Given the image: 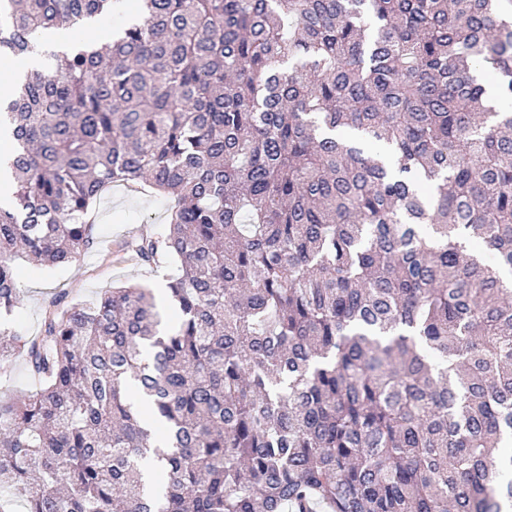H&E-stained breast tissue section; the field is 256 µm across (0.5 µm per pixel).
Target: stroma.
Returning a JSON list of instances; mask_svg holds the SVG:
<instances>
[{
    "instance_id": "1",
    "label": "stroma",
    "mask_w": 512,
    "mask_h": 512,
    "mask_svg": "<svg viewBox=\"0 0 512 512\" xmlns=\"http://www.w3.org/2000/svg\"><path fill=\"white\" fill-rule=\"evenodd\" d=\"M168 208L169 203L163 198L133 194L120 187L105 193L97 206L94 224L97 244L88 251L86 259L53 270L17 260L16 273L26 300L23 309L7 321V328L25 336L37 335L45 300L62 290L91 302L105 290L122 283L138 282L153 289L166 283L176 269L171 258H159L151 265L116 264L103 261L101 253L104 244L144 229L158 235L165 233Z\"/></svg>"
}]
</instances>
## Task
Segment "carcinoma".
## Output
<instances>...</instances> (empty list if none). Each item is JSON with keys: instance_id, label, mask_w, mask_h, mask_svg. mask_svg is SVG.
I'll list each match as a JSON object with an SVG mask.
<instances>
[{"instance_id": "1", "label": "carcinoma", "mask_w": 512, "mask_h": 512, "mask_svg": "<svg viewBox=\"0 0 512 512\" xmlns=\"http://www.w3.org/2000/svg\"><path fill=\"white\" fill-rule=\"evenodd\" d=\"M0 0L15 261L75 264L114 186L153 289L0 330V512H512V0ZM495 86L487 94L486 79ZM146 399L164 427H146ZM41 59L37 55H30L20 61L5 63L1 58L0 69L3 77L0 79V97L13 94L16 80L33 69L40 66ZM39 382L25 369L22 362H16L7 375H1L0 395L4 397L23 398L35 391Z\"/></svg>"}]
</instances>
